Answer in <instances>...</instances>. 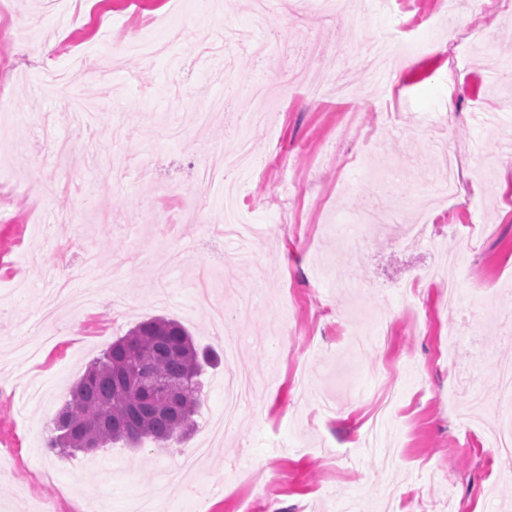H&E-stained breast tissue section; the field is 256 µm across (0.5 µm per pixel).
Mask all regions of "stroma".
Wrapping results in <instances>:
<instances>
[{"instance_id": "35a3bbf8", "label": "stroma", "mask_w": 512, "mask_h": 512, "mask_svg": "<svg viewBox=\"0 0 512 512\" xmlns=\"http://www.w3.org/2000/svg\"><path fill=\"white\" fill-rule=\"evenodd\" d=\"M21 0L0 15V501L12 512H72L86 493L110 512H134L140 486L157 483L180 447L206 444V422L224 411L234 365L253 375L256 397L203 470L165 486L161 512H383L379 492L399 488L396 512H512V462L487 444L500 419L496 362L512 361V196L484 169L512 177V0H350V23L288 0ZM460 15L445 29L449 8ZM489 28L488 41L473 39ZM166 44L151 61L125 54L107 82L78 76L47 86L88 49L108 53L141 32ZM50 41V62L27 45ZM342 43L328 64L314 42ZM398 41L396 66L370 44ZM343 80L353 96L322 97L306 81ZM266 87L267 121L241 120ZM233 93L237 119L202 126L206 100ZM50 118L70 150L58 159L40 133ZM250 136L259 161L240 177V205L258 226L249 255L219 233L224 189L198 196L196 174ZM459 159L456 198L431 215L425 238L405 248L390 216L369 225L374 179L406 198L437 190L445 152ZM71 191L43 196L42 180ZM205 221L182 223L169 188ZM369 244L357 249L353 236ZM72 300L57 313L51 343L36 326L48 285L28 263L56 262ZM102 260L87 267L85 249ZM459 307L430 278L440 256ZM239 337L228 360L194 283ZM134 289L129 308L112 289ZM180 321L205 366L197 426L183 446L120 444L93 455L47 446L52 420L85 368L136 323Z\"/></svg>"}]
</instances>
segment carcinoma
Masks as SVG:
<instances>
[{"label": "carcinoma", "mask_w": 512, "mask_h": 512, "mask_svg": "<svg viewBox=\"0 0 512 512\" xmlns=\"http://www.w3.org/2000/svg\"><path fill=\"white\" fill-rule=\"evenodd\" d=\"M206 362L177 321L139 323L74 385L55 419L50 448L74 453L115 442L139 446L146 439L164 447L180 443L200 406Z\"/></svg>", "instance_id": "1"}]
</instances>
